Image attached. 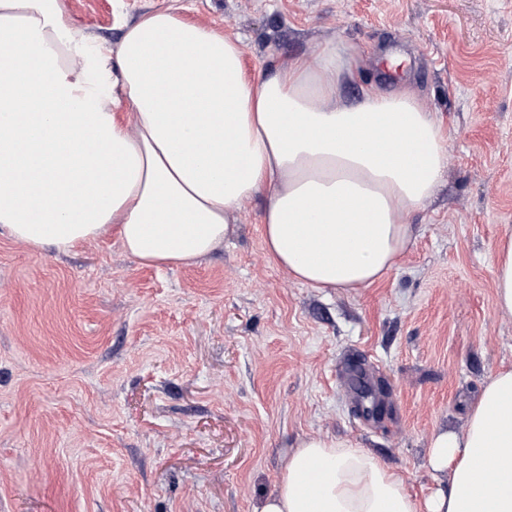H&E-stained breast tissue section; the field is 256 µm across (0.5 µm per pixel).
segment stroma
Instances as JSON below:
<instances>
[{
  "instance_id": "1",
  "label": "stroma",
  "mask_w": 512,
  "mask_h": 512,
  "mask_svg": "<svg viewBox=\"0 0 512 512\" xmlns=\"http://www.w3.org/2000/svg\"><path fill=\"white\" fill-rule=\"evenodd\" d=\"M116 46L157 11L240 40L249 76L353 49L357 81L415 88L440 120L445 179L414 242L357 293L294 281L267 255L258 195L223 245L149 267L108 232L75 252L0 230V512H258L299 439L352 440L426 495L436 429L512 366L494 259L512 235V0H63ZM384 411L359 416L347 374Z\"/></svg>"
}]
</instances>
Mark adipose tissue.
Returning a JSON list of instances; mask_svg holds the SVG:
<instances>
[{
    "label": "adipose tissue",
    "mask_w": 512,
    "mask_h": 512,
    "mask_svg": "<svg viewBox=\"0 0 512 512\" xmlns=\"http://www.w3.org/2000/svg\"><path fill=\"white\" fill-rule=\"evenodd\" d=\"M354 77L333 41L251 78L239 41L170 12L112 49L76 33L62 0H0V229L68 252L112 228L143 265H188L264 190L272 260L313 288L370 287L410 247L447 149L408 89L346 102ZM428 465L448 483L419 498L353 441L310 436L259 512H512V367L463 434H431Z\"/></svg>",
    "instance_id": "obj_1"
}]
</instances>
